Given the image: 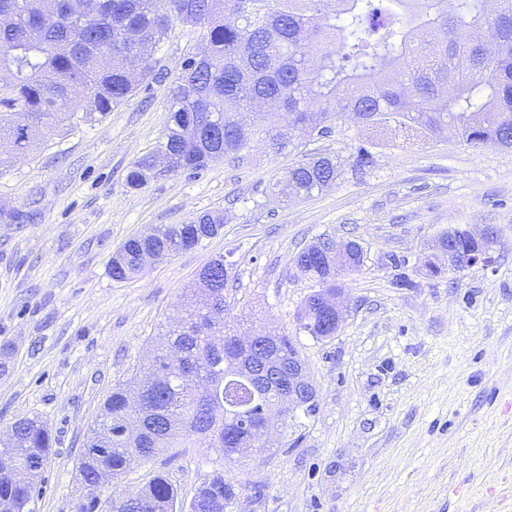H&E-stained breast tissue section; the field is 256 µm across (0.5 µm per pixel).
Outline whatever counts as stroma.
Instances as JSON below:
<instances>
[{
  "mask_svg": "<svg viewBox=\"0 0 512 512\" xmlns=\"http://www.w3.org/2000/svg\"><path fill=\"white\" fill-rule=\"evenodd\" d=\"M195 40L172 23L134 96L0 171V205L37 213L0 223V429L38 417L53 439L30 512H73L87 497L77 463L89 426L220 256L234 272L226 324L293 337L318 406L273 431L263 456L177 448L104 484L99 501L137 492L159 470L187 501L220 470L238 491L233 512H512V149L450 133L390 143L321 194L281 201L269 181L299 156L258 142L244 161L133 188L127 175L161 142L168 91ZM214 210L221 235L139 279H112L109 259L129 237ZM464 224L496 227L488 266L458 272L434 250ZM324 237L359 242L364 264L343 284L341 328L319 340L296 320L315 285L292 258ZM400 272L411 287L394 286Z\"/></svg>",
  "mask_w": 512,
  "mask_h": 512,
  "instance_id": "obj_1",
  "label": "stroma"
}]
</instances>
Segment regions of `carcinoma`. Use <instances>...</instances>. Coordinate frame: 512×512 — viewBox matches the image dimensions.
I'll use <instances>...</instances> for the list:
<instances>
[{
	"label": "carcinoma",
	"instance_id": "carcinoma-1",
	"mask_svg": "<svg viewBox=\"0 0 512 512\" xmlns=\"http://www.w3.org/2000/svg\"><path fill=\"white\" fill-rule=\"evenodd\" d=\"M0 0L16 17L0 30V169L14 154L36 149L44 132L105 113L126 101L145 74L140 58L159 51L172 20L165 0ZM203 22L195 51L169 90L168 124L155 152L127 176L141 188L154 178L158 153L167 172L197 174L217 159L242 161L255 140L278 154L298 149L281 128L327 138V116L359 127L354 170L373 163L371 148L397 140L426 142L450 129L463 143L512 148V0L491 13L486 0H191ZM191 25V28L198 27ZM82 90V102L74 95ZM343 163L318 153L301 159L273 184L275 194L306 199L336 182ZM224 228L220 212L190 224H163L127 239L109 260L112 279L144 275L151 263L190 250ZM293 263L318 290L297 313L298 325L322 339L336 335L323 299L363 265L358 249ZM231 264L219 257L185 292L184 319L165 333L166 345L139 371L133 402L112 388L104 416L90 428L79 459L82 482L102 470L126 474L172 448H207L239 457L265 451L252 429L288 424L286 334L269 333L249 358L266 377L261 396L236 383L224 349V292ZM13 447L0 448V512H24L38 492L51 435L37 418L16 421ZM236 488L214 473L187 503L158 471L109 512H229Z\"/></svg>",
	"mask_w": 512,
	"mask_h": 512
}]
</instances>
